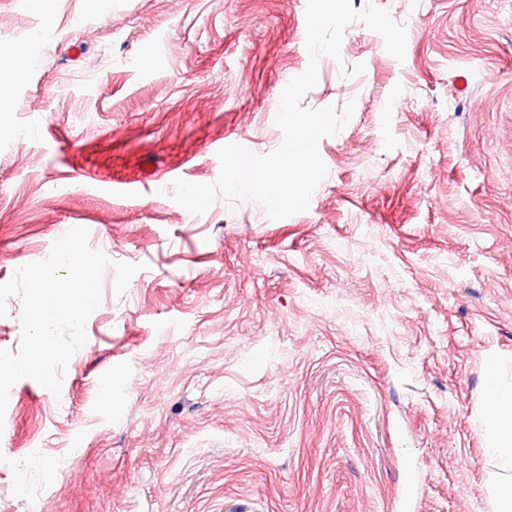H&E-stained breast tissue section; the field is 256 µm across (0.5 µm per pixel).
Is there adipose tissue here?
Here are the masks:
<instances>
[{
  "mask_svg": "<svg viewBox=\"0 0 512 512\" xmlns=\"http://www.w3.org/2000/svg\"><path fill=\"white\" fill-rule=\"evenodd\" d=\"M488 406L494 428L486 453L500 474L493 484L494 512H512V387L490 385Z\"/></svg>",
  "mask_w": 512,
  "mask_h": 512,
  "instance_id": "obj_1",
  "label": "adipose tissue"
}]
</instances>
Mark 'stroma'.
<instances>
[{
  "label": "stroma",
  "instance_id": "obj_1",
  "mask_svg": "<svg viewBox=\"0 0 512 512\" xmlns=\"http://www.w3.org/2000/svg\"><path fill=\"white\" fill-rule=\"evenodd\" d=\"M305 106L307 211L171 184L282 142L307 0H0V283L74 227L114 262L60 394L17 381L0 512H492L486 363L512 383V0H351ZM364 64L342 77L341 66Z\"/></svg>",
  "mask_w": 512,
  "mask_h": 512
}]
</instances>
